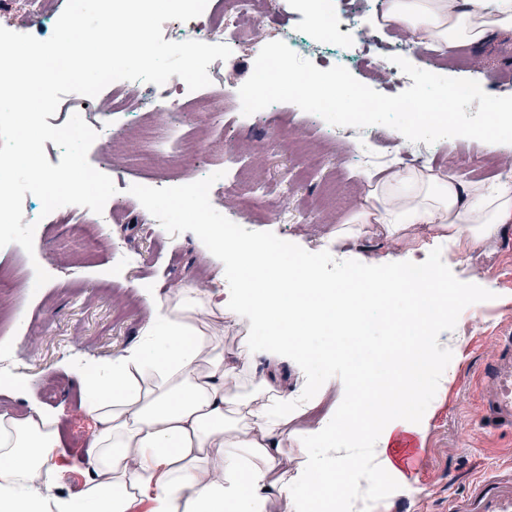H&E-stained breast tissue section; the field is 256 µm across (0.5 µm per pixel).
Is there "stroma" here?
I'll return each instance as SVG.
<instances>
[{"instance_id": "1", "label": "stroma", "mask_w": 512, "mask_h": 512, "mask_svg": "<svg viewBox=\"0 0 512 512\" xmlns=\"http://www.w3.org/2000/svg\"><path fill=\"white\" fill-rule=\"evenodd\" d=\"M345 0H270L265 20L268 40H286L316 29L323 6L344 14ZM385 76L373 69L352 68V75L373 88L395 95L412 84L393 62L400 56L414 66L448 77L477 80L496 97L512 96V79L499 73L500 52L512 53V34L495 36L482 46L455 55L438 53L429 59L415 48L408 32L384 30L371 17L359 20ZM256 59L250 44L232 50L227 60H215L212 94L222 97L229 116L211 123L206 112H194L182 122L188 136L178 154L158 151L148 143L149 165L104 156L90 148L88 160L108 175L120 207L108 224L96 221L85 207L69 206L46 216L34 235V251L16 244L0 248V268L11 281L0 287V363H11V376L21 388L0 387V413L23 419L33 408L56 412L64 445L66 470L46 490L67 496L88 476L80 461L86 456L95 423L83 408V392L75 376L84 366L108 364L112 357L141 339L150 309L139 288L172 293L188 284L219 288V266L204 252L178 209L148 212L141 200L144 185L170 174L181 183L192 175L222 184L230 175L227 154L240 157L252 179L265 182L270 195L264 203L236 198L212 209L208 223L242 225L243 238L286 239L290 250L312 263L325 282L345 279L349 268L399 252L395 244L371 233L349 243L343 255L332 244L336 230L361 203L373 158L407 151L414 166L454 165L466 180L494 181L506 172L512 144H487L474 139L445 138L432 144H396L394 129L366 127L351 143L325 142L334 125L291 103L278 104L259 116H245L234 93L250 77ZM51 279L34 288L36 268ZM456 298L446 316L426 328L427 358L433 366L414 401L415 440L420 461L404 477L389 474L372 456L354 470L338 512H448L449 498H465L473 480L512 463V430H490L480 389L482 370L497 353L498 330L512 329V223L486 250L460 251L446 269ZM356 336L342 329H325L312 340L311 356L278 366L280 386H306L317 405L312 419L328 411L347 413L337 395L358 373L392 377L393 362L412 347L413 338L380 317Z\"/></svg>"}]
</instances>
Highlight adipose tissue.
I'll list each match as a JSON object with an SVG mask.
<instances>
[{
  "mask_svg": "<svg viewBox=\"0 0 512 512\" xmlns=\"http://www.w3.org/2000/svg\"><path fill=\"white\" fill-rule=\"evenodd\" d=\"M383 19L417 44L452 51L512 33V0H386ZM367 181L347 235L373 224L402 242L425 227L438 245L476 250L512 222V172L488 184L451 168L391 166ZM193 230L237 287L145 289L152 316L143 341L80 375L96 429L86 451L89 477L74 494L39 491L62 474L56 415L0 414V512H131L143 498L151 512H321L323 501L344 494L355 458L354 449L339 453L322 442L361 427L332 412L307 423L312 402L284 394L273 367L290 350H309L310 332L332 321L350 326L374 307L391 309L392 321L415 335L408 376L381 386L383 407L369 429L383 467L393 469V437L414 429L410 406L429 341L424 307L445 304L442 271L420 287L403 285L401 267L429 261L407 250L369 264L363 286L343 288L310 265H282L262 242L228 240L201 222ZM243 324L265 332V345L235 340ZM293 454L301 459L294 468Z\"/></svg>",
  "mask_w": 512,
  "mask_h": 512,
  "instance_id": "obj_1",
  "label": "adipose tissue"
}]
</instances>
